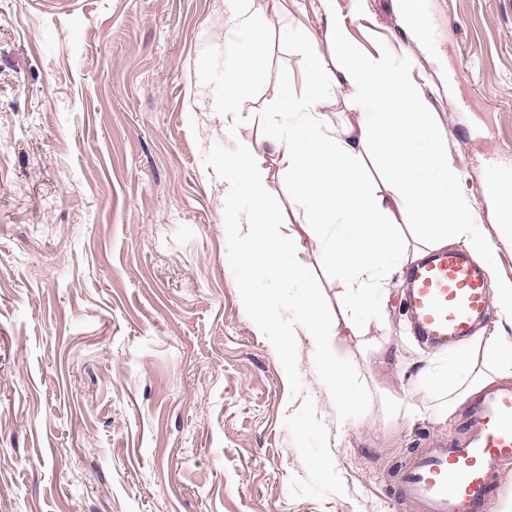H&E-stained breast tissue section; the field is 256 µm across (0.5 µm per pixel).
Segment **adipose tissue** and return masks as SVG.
<instances>
[{"mask_svg": "<svg viewBox=\"0 0 512 512\" xmlns=\"http://www.w3.org/2000/svg\"><path fill=\"white\" fill-rule=\"evenodd\" d=\"M318 2L342 64L336 72H324L316 45L296 32V40L306 43L310 72L301 85H288L280 106L288 114V132L275 138L273 146L289 183L297 188L295 204L307 225L330 233L325 259L334 265L341 285V318L326 314L322 287L305 268L284 263L300 240L280 231L284 219L266 187L264 152L251 145L224 162V236L242 248L240 300L274 347L283 376L292 375L288 340L303 335L315 348L326 391L334 399L349 385L340 354L342 332L385 314L394 277L430 250L461 244L487 264L493 248L475 205L459 191L460 170L445 148L443 132L406 70L395 67L388 53L362 54L335 0ZM256 65V52L247 48L237 51L225 68V129H232L236 120L235 92ZM327 86L347 91L359 115L356 122H332L320 98ZM370 153L385 162L391 194H383L363 174L364 157ZM242 192L250 199L245 210L236 202ZM396 206L409 214L407 225L393 222ZM258 274L305 280L288 323L277 322L255 293L251 282ZM491 301L497 319L467 342L463 360L449 361L444 368L426 360L416 373L417 383L440 397L439 414H452L469 395L512 377V357L502 353L506 332L512 329V281L493 282Z\"/></svg>", "mask_w": 512, "mask_h": 512, "instance_id": "obj_1", "label": "adipose tissue"}]
</instances>
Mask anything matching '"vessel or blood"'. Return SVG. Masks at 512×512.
I'll list each match as a JSON object with an SVG mask.
<instances>
[{
	"label": "vessel or blood",
	"mask_w": 512,
	"mask_h": 512,
	"mask_svg": "<svg viewBox=\"0 0 512 512\" xmlns=\"http://www.w3.org/2000/svg\"><path fill=\"white\" fill-rule=\"evenodd\" d=\"M491 271L469 255L437 250L406 273V304L416 336L454 349L489 316ZM512 461V385L479 395L462 436L430 439L394 474L406 512H493Z\"/></svg>",
	"instance_id": "1"
}]
</instances>
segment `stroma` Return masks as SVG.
I'll use <instances>...</instances> for the list:
<instances>
[{
    "mask_svg": "<svg viewBox=\"0 0 512 512\" xmlns=\"http://www.w3.org/2000/svg\"><path fill=\"white\" fill-rule=\"evenodd\" d=\"M256 6L261 64L228 136L225 55L210 47L241 37L225 0H0V512H404L393 470L424 438L461 434L465 409L435 417L414 383L436 350L411 333L403 284L386 317L344 337L350 417L309 341L293 339L283 382L241 306L222 164L283 131L286 84L309 71L289 31L337 65L318 0ZM336 8L361 52L413 58L487 225L493 275L512 280V233L485 196L488 162L512 166V0H426L431 42L400 0ZM266 158L269 193L298 230L280 157ZM297 259L335 313L321 244L303 238ZM252 286L282 322L304 291L261 275ZM396 398L411 419L393 417Z\"/></svg>",
    "mask_w": 512,
    "mask_h": 512,
    "instance_id": "stroma-1",
    "label": "stroma"
}]
</instances>
